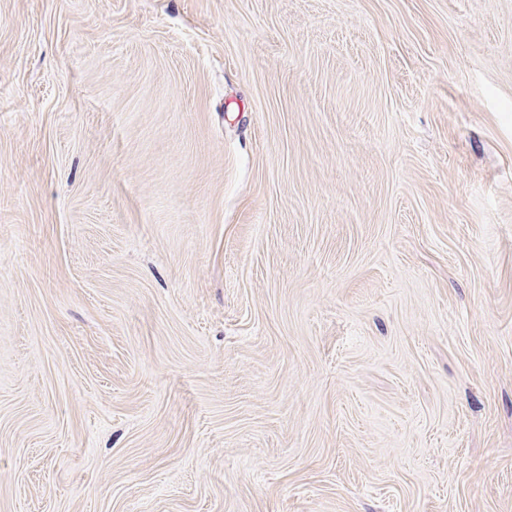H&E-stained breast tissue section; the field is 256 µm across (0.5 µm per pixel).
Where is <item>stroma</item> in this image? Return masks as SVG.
<instances>
[{"label": "stroma", "instance_id": "obj_1", "mask_svg": "<svg viewBox=\"0 0 512 512\" xmlns=\"http://www.w3.org/2000/svg\"><path fill=\"white\" fill-rule=\"evenodd\" d=\"M0 512H512V0H0Z\"/></svg>", "mask_w": 512, "mask_h": 512}]
</instances>
